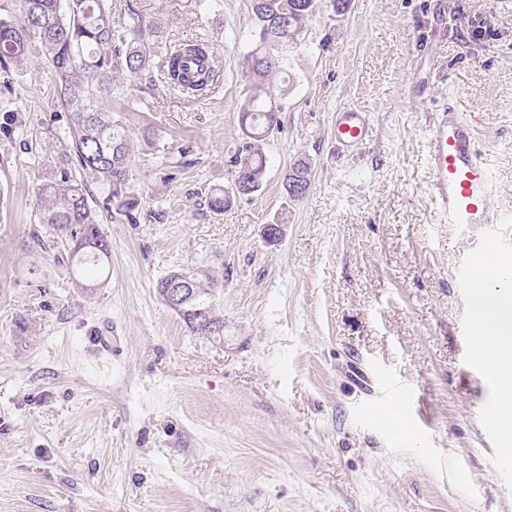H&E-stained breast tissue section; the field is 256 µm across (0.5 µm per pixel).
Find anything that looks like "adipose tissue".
Listing matches in <instances>:
<instances>
[{
    "label": "adipose tissue",
    "instance_id": "1",
    "mask_svg": "<svg viewBox=\"0 0 512 512\" xmlns=\"http://www.w3.org/2000/svg\"><path fill=\"white\" fill-rule=\"evenodd\" d=\"M471 302L484 361L502 381L496 410L512 415V265L489 255L479 268Z\"/></svg>",
    "mask_w": 512,
    "mask_h": 512
}]
</instances>
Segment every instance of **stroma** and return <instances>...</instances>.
I'll return each instance as SVG.
<instances>
[{
	"label": "stroma",
	"instance_id": "obj_1",
	"mask_svg": "<svg viewBox=\"0 0 512 512\" xmlns=\"http://www.w3.org/2000/svg\"><path fill=\"white\" fill-rule=\"evenodd\" d=\"M170 43L216 48L200 96L162 76L117 82L105 107L153 148L130 167L137 223L104 213L108 188L76 163L39 59L21 65L0 136V512H512V474L485 417L496 390L475 364L457 281L477 242L428 194L429 112L478 119L512 236V0H317L288 55L260 191L214 214L245 138L250 0H140ZM431 80L416 101L413 73ZM369 116L350 155L336 110ZM312 168L304 199L284 178ZM70 173L112 245L76 285L67 252L37 242L36 192ZM282 223L267 243L263 227ZM204 269L222 284L224 338L190 333L156 283ZM120 352L98 350L101 329ZM395 379L420 410L384 395ZM311 174V165L305 160L300 159L290 167L288 174L285 176L284 183V189L289 201L295 202L304 198L311 185ZM291 181L301 184L302 190L300 193L294 194L288 190V185H291ZM236 195L245 196L244 194H240L239 191L235 188ZM234 193L233 185L230 187H216L210 189L208 193V206L210 210L215 214H222L224 210L227 209L233 201L237 199Z\"/></svg>",
	"mask_w": 512,
	"mask_h": 512
}]
</instances>
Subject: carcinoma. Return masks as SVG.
Instances as JSON below:
<instances>
[{
	"label": "carcinoma",
	"mask_w": 512,
	"mask_h": 512,
	"mask_svg": "<svg viewBox=\"0 0 512 512\" xmlns=\"http://www.w3.org/2000/svg\"><path fill=\"white\" fill-rule=\"evenodd\" d=\"M315 0H251L255 43L243 60L251 84L240 104V122L252 132L232 160L235 171L253 176L255 190L263 185L266 156L261 141L278 124L281 107L264 98L275 78L284 73L288 49L304 38ZM166 22L144 14L138 0H124L119 20L112 17V0H0V98L6 96L14 68L36 57L44 63L56 87V98L67 112L76 139L77 165L97 175L109 187L104 208L116 207L126 216L139 209L129 179L131 159L138 144L129 136L122 116L99 107L97 99L110 98L114 75L136 79L159 69L167 82L187 95L201 94L213 81L214 46L181 43L159 53ZM296 181L301 192H286L298 201L311 185V164L296 161L285 185ZM236 200L233 187H216L208 193V206L222 214ZM39 223L65 243L74 276L87 269L103 275L109 268L111 246L101 232L96 212L88 203L83 184L63 172L37 188ZM197 276L198 308L210 309L212 322L197 329L198 336L224 335V314L214 293L222 289L206 271Z\"/></svg>",
	"instance_id": "carcinoma-1"
}]
</instances>
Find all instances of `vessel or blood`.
Instances as JSON below:
<instances>
[{
  "label": "vessel or blood",
  "mask_w": 512,
  "mask_h": 512,
  "mask_svg": "<svg viewBox=\"0 0 512 512\" xmlns=\"http://www.w3.org/2000/svg\"><path fill=\"white\" fill-rule=\"evenodd\" d=\"M371 131L364 110L350 106L337 110L333 138L340 151L348 153L365 143ZM427 166L429 200L441 221L478 228L484 251L504 250L506 243L495 227L505 218L492 202V174L474 113L453 104L435 112L429 125Z\"/></svg>",
  "instance_id": "vessel-or-blood-1"
}]
</instances>
